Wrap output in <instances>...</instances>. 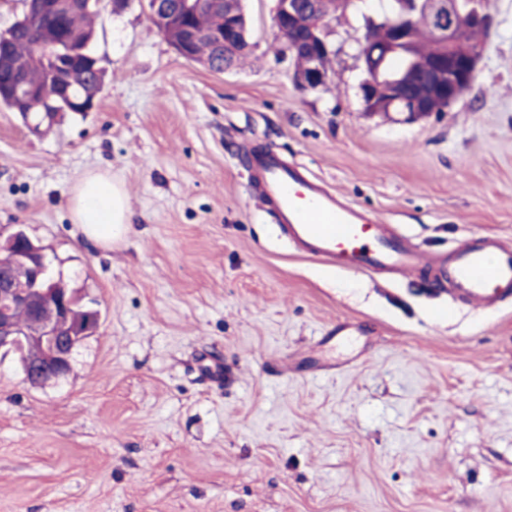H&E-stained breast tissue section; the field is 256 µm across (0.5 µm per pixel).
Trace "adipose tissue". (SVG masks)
<instances>
[{"mask_svg":"<svg viewBox=\"0 0 512 512\" xmlns=\"http://www.w3.org/2000/svg\"><path fill=\"white\" fill-rule=\"evenodd\" d=\"M69 203L82 234L103 248L121 242L132 229L126 192L107 173H86L74 186Z\"/></svg>","mask_w":512,"mask_h":512,"instance_id":"obj_1","label":"adipose tissue"}]
</instances>
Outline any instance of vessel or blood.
Returning <instances> with one entry per match:
<instances>
[{
	"label": "vessel or blood",
	"instance_id": "vessel-or-blood-1",
	"mask_svg": "<svg viewBox=\"0 0 512 512\" xmlns=\"http://www.w3.org/2000/svg\"><path fill=\"white\" fill-rule=\"evenodd\" d=\"M251 180L281 234L310 258L367 277L424 271L458 301L482 308L512 297V244L498 236L470 238L448 255L428 257L276 152L254 155Z\"/></svg>",
	"mask_w": 512,
	"mask_h": 512
}]
</instances>
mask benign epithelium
I'll list each match as a JSON object with an SVG mask.
<instances>
[{
  "label": "benign epithelium",
  "instance_id": "benign-epithelium-1",
  "mask_svg": "<svg viewBox=\"0 0 512 512\" xmlns=\"http://www.w3.org/2000/svg\"><path fill=\"white\" fill-rule=\"evenodd\" d=\"M415 11L402 13L398 20L387 27L391 36L379 39L371 29H366L359 58L366 77L360 84L364 108L378 109L386 103L395 112L413 121L426 117L439 107H447L458 100L472 85L477 64L484 45L466 38V32L477 30L486 33L492 26V17L477 0H414ZM334 0H276L273 27L278 39L292 30L300 14L312 19L308 32L300 39L288 38L290 55H303L307 66L294 73L296 84L302 89H316L326 80L320 65L321 58L333 54L332 46L322 36L326 20L334 8ZM80 7V0H27V13L38 18L48 13L67 16ZM150 19L158 23L160 34L188 61L197 58L189 47L206 43L217 53H229L242 48L251 50L252 44L239 38L240 13L232 7V0H182L174 7L169 0H148ZM209 14L221 17L223 25L201 28L188 23L192 16ZM424 15L435 32L436 49L419 57L408 66L400 78L391 81L373 77L369 70L373 62L398 59L408 41L406 23L415 22ZM67 76H60L51 93L36 91L27 81L19 79L14 92L38 103L53 104L69 97ZM23 247L15 255L17 262L27 270L25 278L11 272L0 273V349L22 348L21 363L28 374L43 379H59L71 367V349L67 339L74 336H91L100 324V312H95L82 324L71 321L70 295L61 278L52 275L43 249L35 245L21 230L5 241L4 247ZM17 309H24L29 320L19 322L13 316Z\"/></svg>",
  "mask_w": 512,
  "mask_h": 512
}]
</instances>
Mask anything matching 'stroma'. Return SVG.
<instances>
[{
  "mask_svg": "<svg viewBox=\"0 0 512 512\" xmlns=\"http://www.w3.org/2000/svg\"><path fill=\"white\" fill-rule=\"evenodd\" d=\"M244 5L252 52L216 72L143 0H101L97 108L39 134L0 109V234L23 230L101 314L62 380L30 383L0 349V512H512V299L299 254L248 165H303L429 256L512 241V0H485L469 90L412 122L364 112L361 21L329 19L327 80L305 90L275 0ZM94 169L132 214L109 249L69 207Z\"/></svg>",
  "mask_w": 512,
  "mask_h": 512,
  "instance_id": "stroma-1",
  "label": "stroma"
}]
</instances>
